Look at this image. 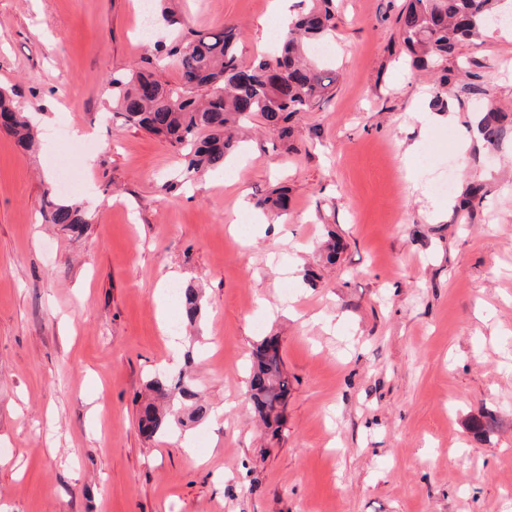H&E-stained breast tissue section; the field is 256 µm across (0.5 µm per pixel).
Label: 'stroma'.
<instances>
[{
    "label": "stroma",
    "instance_id": "35a3bbf8",
    "mask_svg": "<svg viewBox=\"0 0 512 512\" xmlns=\"http://www.w3.org/2000/svg\"><path fill=\"white\" fill-rule=\"evenodd\" d=\"M404 5L336 0L333 98L286 144L254 118L226 175L186 182L106 79L182 28L238 26L251 62L274 0H160L149 40L139 0H0V88L39 127L29 153L0 131V512H512V144L470 131L486 100L512 115V41L461 44L440 103L405 60ZM61 125L81 137L51 143ZM62 152L79 232L42 217ZM475 178L468 212L432 190ZM280 186L287 215L241 228L240 194ZM175 283L202 306L177 335L157 302ZM267 336L291 382L276 438L246 399ZM183 368L210 417L145 439L149 379Z\"/></svg>",
    "mask_w": 512,
    "mask_h": 512
}]
</instances>
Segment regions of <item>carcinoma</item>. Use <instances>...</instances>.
<instances>
[{
  "label": "carcinoma",
  "instance_id": "obj_1",
  "mask_svg": "<svg viewBox=\"0 0 512 512\" xmlns=\"http://www.w3.org/2000/svg\"><path fill=\"white\" fill-rule=\"evenodd\" d=\"M309 2V9L278 33L275 52L249 64L241 60L236 27L226 26L215 33L187 29L158 47L164 59L177 67L179 85L171 87L147 70L114 73L107 83L112 86L116 107L126 122L185 151L187 179L224 169L226 160L241 148L232 128L249 116L261 117L280 140H288L294 117L332 96L336 83L332 70L308 60L311 47L335 28V0ZM502 2L407 0L397 22L411 65L422 70L441 68L439 87L447 86L452 77L442 64L461 43L478 37L486 24L502 14ZM0 116L8 117L5 131L16 144L25 151L33 149L34 126L5 90H0ZM472 129L491 149L512 142V116L494 108L480 113ZM483 198V184L472 182L458 208L469 211ZM260 205L274 216L281 215L288 208V189H273ZM44 206L46 221L51 224L75 229L86 223L81 206L59 199L52 189L45 191ZM180 298L184 320L195 322L200 313L197 290L188 287L180 292ZM149 389L171 399L165 407L152 401L143 405L139 427L149 438L207 417L206 400L182 371L156 375ZM289 391L278 339L267 337L253 354L247 400L274 437Z\"/></svg>",
  "mask_w": 512,
  "mask_h": 512
}]
</instances>
